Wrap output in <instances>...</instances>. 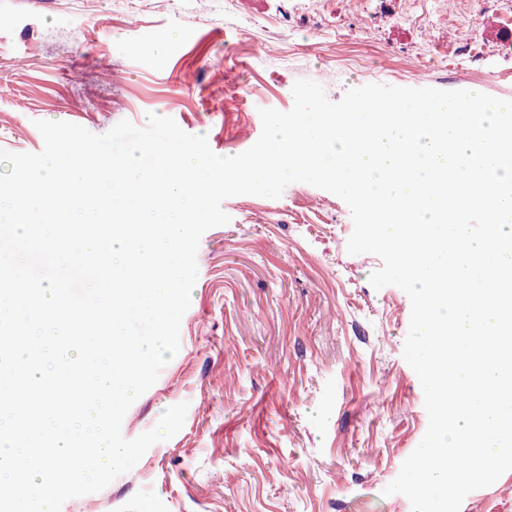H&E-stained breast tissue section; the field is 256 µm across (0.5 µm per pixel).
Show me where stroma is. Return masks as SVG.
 <instances>
[{"label": "stroma", "instance_id": "stroma-1", "mask_svg": "<svg viewBox=\"0 0 512 512\" xmlns=\"http://www.w3.org/2000/svg\"><path fill=\"white\" fill-rule=\"evenodd\" d=\"M373 25L358 24L359 13ZM480 56H455L466 40ZM309 79L331 101L379 83L512 98V14L440 0H0V149L38 153L36 121L102 135L173 118L211 150H247L260 109ZM207 230L177 354L127 411L124 438L187 403L182 429L61 512H411L386 494L428 415L403 357L411 302L349 254L338 196L305 184L226 198ZM460 512H512V470Z\"/></svg>", "mask_w": 512, "mask_h": 512}]
</instances>
